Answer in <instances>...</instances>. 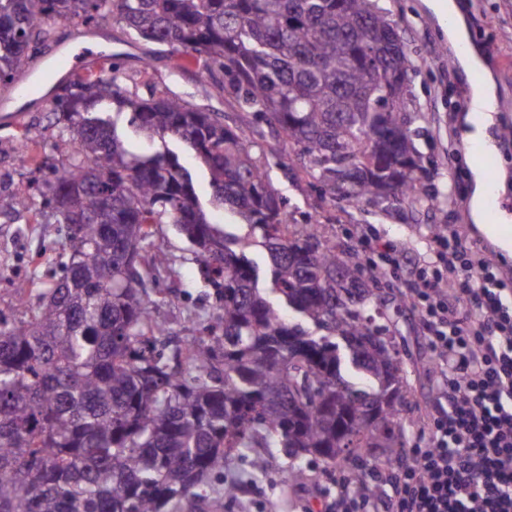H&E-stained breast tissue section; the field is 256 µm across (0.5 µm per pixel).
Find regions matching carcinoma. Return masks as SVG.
<instances>
[{"label":"carcinoma","mask_w":512,"mask_h":512,"mask_svg":"<svg viewBox=\"0 0 512 512\" xmlns=\"http://www.w3.org/2000/svg\"><path fill=\"white\" fill-rule=\"evenodd\" d=\"M108 15L202 60L245 117L278 127L288 167L331 195L387 208L416 193L412 62L376 0H0V84L49 47L47 20ZM125 111L162 147L128 151L109 116ZM49 115L71 133V161L46 192L0 194V213L37 206L68 241L50 282L16 285L22 316L0 314V512H182L242 448L342 466L371 490L372 449L403 455L409 384L361 252L287 222L248 122L141 97L112 62L59 81ZM169 140L267 251L271 287L208 220ZM159 224L194 248L221 324L167 353L141 288L166 261L146 249Z\"/></svg>","instance_id":"cac0c4a2"}]
</instances>
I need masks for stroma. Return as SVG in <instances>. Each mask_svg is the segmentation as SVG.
<instances>
[{
	"label": "stroma",
	"instance_id": "35a3bbf8",
	"mask_svg": "<svg viewBox=\"0 0 512 512\" xmlns=\"http://www.w3.org/2000/svg\"><path fill=\"white\" fill-rule=\"evenodd\" d=\"M468 40L487 52L488 81L493 87L495 110L488 131L499 143V177L496 191L512 202V5L507 0H455ZM389 19L399 22L412 60L408 74L405 109L412 139L422 167L416 198L382 210L371 204L332 199L314 180L287 171L288 145L274 125L253 123L254 151L264 162L268 180L279 194L282 211L292 224L321 223L330 239L356 243L360 234L372 235L378 246L407 247L410 260L395 271L380 273L383 295L401 303L402 311L388 323L410 386L408 405L400 418L404 440L413 443L426 429L428 415L437 403V382L425 342L427 331L405 298L417 280L425 260L430 259L431 238L440 225L455 226L470 246L486 250L499 267L512 269V253L490 247L473 219V166L457 145L469 127L465 117L471 88L455 56L458 45L448 38V25L429 7L427 0H378ZM98 40L104 52L114 55L125 71L131 91L147 95L149 89L178 96L195 108L218 113L225 125H240L242 114L201 63L190 54L131 38L112 22L100 21ZM151 71H144V59ZM50 104L18 113L10 123H0V192L26 195L32 180H46L52 168L69 159L60 148V130L50 125ZM33 136L36 162L18 165L13 146L24 133ZM65 243L60 225L32 224L28 220L0 216V310L16 313L13 288L25 276L26 259L38 256L43 269L55 266ZM154 248L165 252L166 264L145 276L150 316L164 325L168 336L186 343L201 336L202 329L217 322V302L194 260L192 246L174 225L157 226ZM364 253V270L376 271L379 253ZM264 471L252 470L250 452L232 456L223 474L202 487L207 512H322L326 499L335 494L343 468L320 461L291 460L280 449H265ZM235 486L234 502L224 496L226 486Z\"/></svg>",
	"mask_w": 512,
	"mask_h": 512
}]
</instances>
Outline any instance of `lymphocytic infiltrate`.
<instances>
[{"mask_svg":"<svg viewBox=\"0 0 512 512\" xmlns=\"http://www.w3.org/2000/svg\"><path fill=\"white\" fill-rule=\"evenodd\" d=\"M411 292L436 360L439 411L384 476L387 512H512V281L452 229Z\"/></svg>","mask_w":512,"mask_h":512,"instance_id":"lymphocytic-infiltrate-1","label":"lymphocytic infiltrate"}]
</instances>
